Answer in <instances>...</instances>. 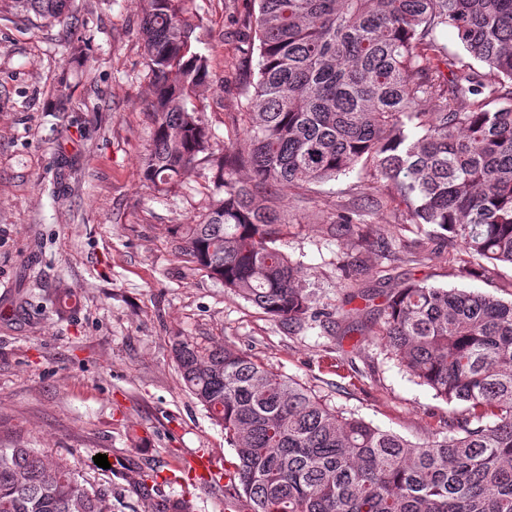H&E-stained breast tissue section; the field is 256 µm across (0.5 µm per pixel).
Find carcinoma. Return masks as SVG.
I'll use <instances>...</instances> for the list:
<instances>
[{
	"instance_id": "1",
	"label": "carcinoma",
	"mask_w": 512,
	"mask_h": 512,
	"mask_svg": "<svg viewBox=\"0 0 512 512\" xmlns=\"http://www.w3.org/2000/svg\"><path fill=\"white\" fill-rule=\"evenodd\" d=\"M67 25L74 0H8ZM141 37L156 125L140 159L159 192L204 163L208 207L172 230L185 261L294 331L320 312L300 264L278 245L280 192L360 163L395 192L376 199L416 227L419 258L438 242L512 267V0H248L257 63L245 65L240 141L215 153L191 97L208 86L194 0H142ZM453 28L467 56L440 35ZM438 100L433 111L422 108ZM506 104L494 107L496 101ZM251 171L253 181L237 177ZM371 211L337 216L345 237ZM366 271L345 275L346 303ZM377 341L434 396L456 405L420 443L347 415L297 380L227 345L174 337L185 390L234 448L248 512H512V300L413 280L377 309ZM149 512H196L122 473ZM108 494L40 448L0 447V512H108Z\"/></svg>"
}]
</instances>
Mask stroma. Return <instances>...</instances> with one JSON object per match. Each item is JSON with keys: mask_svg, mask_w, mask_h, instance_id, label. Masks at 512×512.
<instances>
[{"mask_svg": "<svg viewBox=\"0 0 512 512\" xmlns=\"http://www.w3.org/2000/svg\"><path fill=\"white\" fill-rule=\"evenodd\" d=\"M199 49L210 83L196 97L214 151L231 146L242 111L245 0H196ZM69 29L0 12V447L23 442L66 459L112 512H148L113 463L184 475L202 452L218 468L236 453L185 392L173 337L216 341L298 380L328 404L419 442L449 405L416 384L376 341L374 314L346 302L344 270L367 266L357 286L385 296L408 279L512 300V268L476 279L446 254L418 261L411 225L395 211L370 215L363 236L336 238L337 214L376 193L368 168L281 193L283 249L299 262L324 322L287 331L206 272L181 259L170 229L201 215L212 184L191 174L161 194L139 160L155 124L140 34L139 0H75ZM81 40L90 55H71ZM70 87L59 104L55 91ZM400 249L381 258L380 239ZM69 289L59 313L46 298ZM107 455L109 468L94 454Z\"/></svg>", "mask_w": 512, "mask_h": 512, "instance_id": "obj_1", "label": "stroma"}]
</instances>
